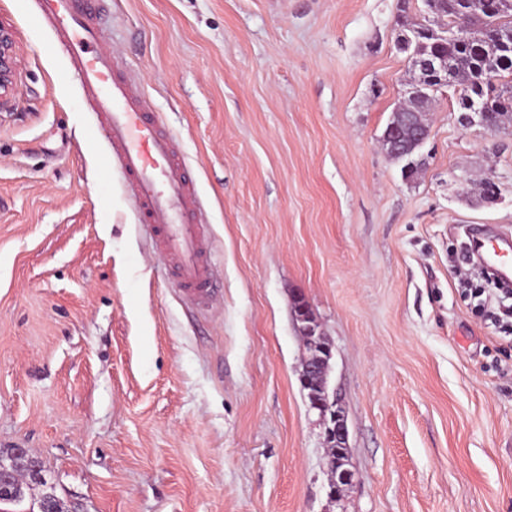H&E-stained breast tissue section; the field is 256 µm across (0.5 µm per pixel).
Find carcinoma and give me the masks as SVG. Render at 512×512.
Masks as SVG:
<instances>
[{"instance_id":"1","label":"carcinoma","mask_w":512,"mask_h":512,"mask_svg":"<svg viewBox=\"0 0 512 512\" xmlns=\"http://www.w3.org/2000/svg\"><path fill=\"white\" fill-rule=\"evenodd\" d=\"M434 17H445L454 25L457 37L441 41L425 35L429 26L401 9L398 19L399 36L411 37L410 51L421 56L443 55L456 62L454 82L461 87L458 111H467V101H479L487 120L501 129L512 126V51L503 52L495 34L512 27V11L502 12L498 0H447V5L436 4ZM499 59L498 71L491 79L484 76V63ZM436 90L428 88L425 95L410 98V104L394 114L392 122L406 128L409 113L429 107Z\"/></svg>"}]
</instances>
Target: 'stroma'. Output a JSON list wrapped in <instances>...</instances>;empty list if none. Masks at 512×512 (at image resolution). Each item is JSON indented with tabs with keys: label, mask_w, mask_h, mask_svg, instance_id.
Instances as JSON below:
<instances>
[{
	"label": "stroma",
	"mask_w": 512,
	"mask_h": 512,
	"mask_svg": "<svg viewBox=\"0 0 512 512\" xmlns=\"http://www.w3.org/2000/svg\"><path fill=\"white\" fill-rule=\"evenodd\" d=\"M400 0H103V42L195 180L221 285L183 302L37 0H0V451L46 485L0 512H512V346L463 279L512 227V128L445 87L405 178L381 139L415 73ZM491 179L496 199L479 190ZM333 346L338 501L290 307ZM17 67L13 31L0 22V110L7 107L11 101ZM328 471L331 474L329 497L335 499L341 495L343 486L351 482L353 472L349 469V456L347 451L339 450L336 455L327 460Z\"/></svg>",
	"instance_id": "stroma-1"
}]
</instances>
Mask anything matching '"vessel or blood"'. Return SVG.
<instances>
[{
  "mask_svg": "<svg viewBox=\"0 0 512 512\" xmlns=\"http://www.w3.org/2000/svg\"><path fill=\"white\" fill-rule=\"evenodd\" d=\"M101 0H39L40 17L57 42L72 50L71 64L100 116L101 131L133 194L139 219L184 297L207 305L214 296L212 244L199 222L200 202L177 143L165 132L144 88L120 69L100 44ZM480 268L512 284V236L489 237L470 227Z\"/></svg>",
  "mask_w": 512,
  "mask_h": 512,
  "instance_id": "b4317fda",
  "label": "vessel or blood"
}]
</instances>
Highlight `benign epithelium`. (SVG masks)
<instances>
[{
  "instance_id": "7a95c632",
  "label": "benign epithelium",
  "mask_w": 512,
  "mask_h": 512,
  "mask_svg": "<svg viewBox=\"0 0 512 512\" xmlns=\"http://www.w3.org/2000/svg\"><path fill=\"white\" fill-rule=\"evenodd\" d=\"M408 59L418 71L421 81L433 83L437 88L452 83L453 63L448 57L410 54ZM17 67L13 31L0 22V110L11 101ZM292 313L298 330L305 336L304 356L299 372L300 385L306 391L310 409L317 412L324 426L327 445L340 448L336 455L327 460L331 474L329 497L335 499L341 495L343 486L351 482L353 472L349 469V456L345 451L348 447V429L339 401L318 394V391L328 388L332 345L302 296H293ZM8 456L10 467L0 468V500L19 502L24 499L25 489L32 481L45 480L43 465L25 448H12L8 450Z\"/></svg>"
}]
</instances>
